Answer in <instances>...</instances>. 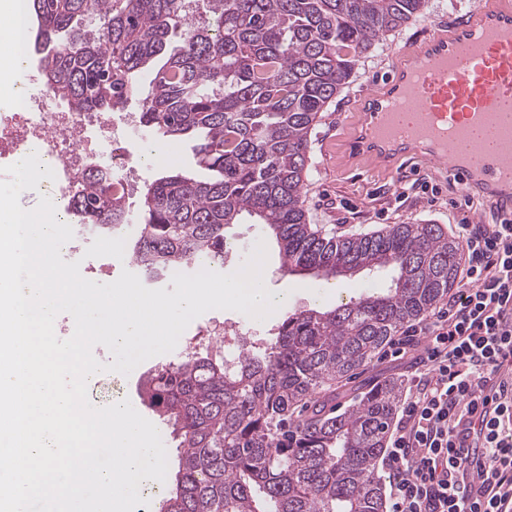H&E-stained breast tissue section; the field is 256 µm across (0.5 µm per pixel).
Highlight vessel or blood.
<instances>
[{
    "label": "vessel or blood",
    "instance_id": "vessel-or-blood-1",
    "mask_svg": "<svg viewBox=\"0 0 512 512\" xmlns=\"http://www.w3.org/2000/svg\"><path fill=\"white\" fill-rule=\"evenodd\" d=\"M470 130L495 140L477 160L460 140ZM338 157L343 171L394 178L412 161L438 164L512 218V0H477L396 50L387 79L359 95Z\"/></svg>",
    "mask_w": 512,
    "mask_h": 512
}]
</instances>
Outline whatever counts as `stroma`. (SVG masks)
<instances>
[{
	"label": "stroma",
	"mask_w": 512,
	"mask_h": 512,
	"mask_svg": "<svg viewBox=\"0 0 512 512\" xmlns=\"http://www.w3.org/2000/svg\"><path fill=\"white\" fill-rule=\"evenodd\" d=\"M473 0H430L424 19L412 22L390 35L382 45L368 54L352 84L347 87L323 112L310 140L309 167L305 181L304 208L310 223L338 236L366 233L385 228L391 224L433 223L445 233H452L459 213L450 200L456 192L448 186V176L420 170V179L437 185L440 193L435 203L420 199L396 200L394 178L378 172H346L336 165V143L343 135L350 119L353 104L370 82L384 78L388 71V57L405 41L424 35L434 26L449 23L467 14ZM81 275L97 283H110L118 279L126 269L128 259L113 257L111 250L96 247L78 254ZM267 263L272 270V284L291 291L289 311L328 308L336 303L361 296L363 290L383 288L389 276L366 277L357 275L328 282L309 276L285 272L275 248H268ZM224 313L210 310L194 319L182 333L177 343V352L152 357L140 363L129 375L101 372L89 377L88 398L97 407L107 406L121 400H129L143 417L151 412L142 404L138 395L140 379L154 366L177 361L179 350L191 348L202 341L215 323L223 320ZM423 351L415 347L400 358L378 356L373 365L360 370L352 379L337 384L334 405L337 412H344L355 396L366 391L383 376H399L404 386H411L416 374L415 361Z\"/></svg>",
	"instance_id": "35a3bbf8"
}]
</instances>
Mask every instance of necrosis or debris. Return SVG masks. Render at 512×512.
Here are the masks:
<instances>
[{"label": "necrosis or debris", "instance_id": "obj_1", "mask_svg": "<svg viewBox=\"0 0 512 512\" xmlns=\"http://www.w3.org/2000/svg\"><path fill=\"white\" fill-rule=\"evenodd\" d=\"M28 56L27 30L22 27L15 41L17 63L11 77L26 115L0 114V156L20 157L37 149L41 162L55 174L46 190L56 200H68L94 164L111 172L113 192L131 196L136 170L125 144L136 123L133 113H119L111 121L94 112L59 108L52 90L29 74Z\"/></svg>", "mask_w": 512, "mask_h": 512}]
</instances>
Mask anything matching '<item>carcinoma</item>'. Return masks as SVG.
I'll use <instances>...</instances> for the list:
<instances>
[{
	"mask_svg": "<svg viewBox=\"0 0 512 512\" xmlns=\"http://www.w3.org/2000/svg\"><path fill=\"white\" fill-rule=\"evenodd\" d=\"M429 0H27L47 85L74 112L140 100L155 142L190 144L204 180L173 170L141 198L132 259L144 276L224 261V229L262 226L290 273L329 281L390 270L391 285L333 309L283 312L233 369L207 342L141 379L139 395L177 441L175 489L155 512H384L374 474L403 383L376 381L338 414L332 382L368 366L457 279V239L436 224L336 237L303 203L311 133L364 55ZM148 80L147 92L141 80ZM109 235L123 197L96 167L68 200Z\"/></svg>",
	"mask_w": 512,
	"mask_h": 512,
	"instance_id": "obj_1",
	"label": "carcinoma"
}]
</instances>
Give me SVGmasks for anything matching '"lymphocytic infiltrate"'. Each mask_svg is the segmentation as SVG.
<instances>
[{
    "instance_id": "lymphocytic-infiltrate-1",
    "label": "lymphocytic infiltrate",
    "mask_w": 512,
    "mask_h": 512,
    "mask_svg": "<svg viewBox=\"0 0 512 512\" xmlns=\"http://www.w3.org/2000/svg\"><path fill=\"white\" fill-rule=\"evenodd\" d=\"M454 232L463 265L445 307L394 341L422 346L382 465L393 512H512V220ZM482 439L480 459L463 447Z\"/></svg>"
}]
</instances>
